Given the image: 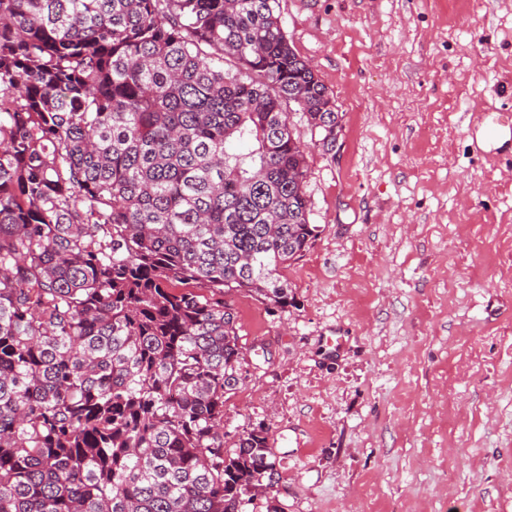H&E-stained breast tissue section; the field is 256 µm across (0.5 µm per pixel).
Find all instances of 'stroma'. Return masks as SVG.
<instances>
[{
	"mask_svg": "<svg viewBox=\"0 0 512 512\" xmlns=\"http://www.w3.org/2000/svg\"><path fill=\"white\" fill-rule=\"evenodd\" d=\"M333 95L306 149L320 233L268 312L229 296L244 361L224 445L265 426L246 512H512V0H279Z\"/></svg>",
	"mask_w": 512,
	"mask_h": 512,
	"instance_id": "35a3bbf8",
	"label": "stroma"
}]
</instances>
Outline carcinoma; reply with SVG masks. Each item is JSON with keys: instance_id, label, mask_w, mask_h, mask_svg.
<instances>
[{"instance_id": "carcinoma-1", "label": "carcinoma", "mask_w": 512, "mask_h": 512, "mask_svg": "<svg viewBox=\"0 0 512 512\" xmlns=\"http://www.w3.org/2000/svg\"><path fill=\"white\" fill-rule=\"evenodd\" d=\"M229 68H224V65ZM294 104L334 97L279 0H0V512H244L224 296L295 304L318 236Z\"/></svg>"}]
</instances>
